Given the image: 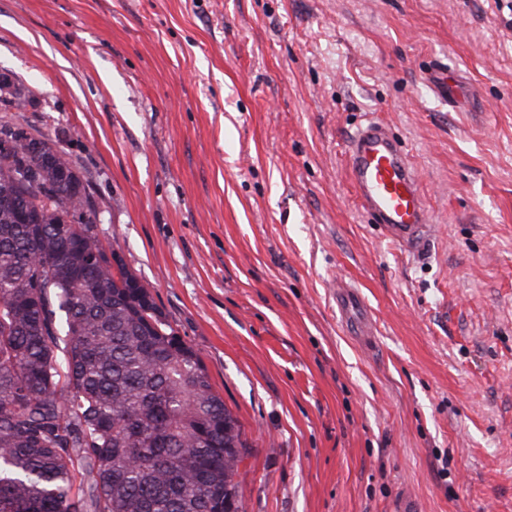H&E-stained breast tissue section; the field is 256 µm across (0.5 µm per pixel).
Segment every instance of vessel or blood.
Segmentation results:
<instances>
[{"mask_svg": "<svg viewBox=\"0 0 512 512\" xmlns=\"http://www.w3.org/2000/svg\"><path fill=\"white\" fill-rule=\"evenodd\" d=\"M426 83L442 99L452 92L464 99L470 96L464 84L448 85L442 66L427 75ZM348 168L362 209L380 225L384 237L415 249L432 236L430 208L417 170L385 125L371 123L359 128L351 140ZM335 288L341 316L353 319L358 335H372L373 322L362 313L355 286L340 280Z\"/></svg>", "mask_w": 512, "mask_h": 512, "instance_id": "1", "label": "vessel or blood"}]
</instances>
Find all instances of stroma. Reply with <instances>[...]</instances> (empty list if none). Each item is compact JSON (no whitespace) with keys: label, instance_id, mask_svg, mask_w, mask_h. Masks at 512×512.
Listing matches in <instances>:
<instances>
[{"label":"stroma","instance_id":"obj_1","mask_svg":"<svg viewBox=\"0 0 512 512\" xmlns=\"http://www.w3.org/2000/svg\"><path fill=\"white\" fill-rule=\"evenodd\" d=\"M0 71L26 95L0 123L87 176L238 418L242 512H512V0H0ZM371 121L429 200L417 250L351 185ZM332 288H336V307L341 316L349 319L353 313L361 311L362 305L355 286L338 280L336 284H332Z\"/></svg>","mask_w":512,"mask_h":512}]
</instances>
